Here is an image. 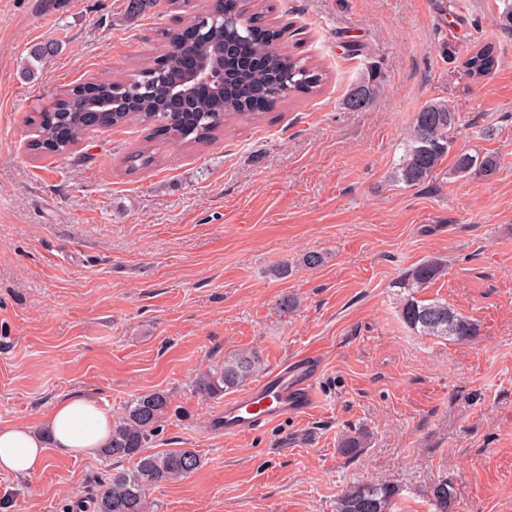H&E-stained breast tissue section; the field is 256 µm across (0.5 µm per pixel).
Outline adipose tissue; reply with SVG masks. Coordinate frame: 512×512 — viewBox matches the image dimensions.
<instances>
[{
	"mask_svg": "<svg viewBox=\"0 0 512 512\" xmlns=\"http://www.w3.org/2000/svg\"><path fill=\"white\" fill-rule=\"evenodd\" d=\"M112 414L94 398H58L41 426L0 424V474L33 478L56 457L93 456L112 436Z\"/></svg>",
	"mask_w": 512,
	"mask_h": 512,
	"instance_id": "1",
	"label": "adipose tissue"
}]
</instances>
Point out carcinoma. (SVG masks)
<instances>
[{
    "mask_svg": "<svg viewBox=\"0 0 512 512\" xmlns=\"http://www.w3.org/2000/svg\"><path fill=\"white\" fill-rule=\"evenodd\" d=\"M251 0H223L224 16L230 20L224 34L214 40L196 35L197 17L185 22L184 31L169 29L167 43H181L177 54L165 57L161 72L153 63L128 75L101 77L89 84L77 85L56 95L44 110L31 117L37 137L29 144L35 155L64 156L95 126L91 113L106 101L112 112L106 127L148 125L173 147H197L209 144L230 122L243 117L264 115L254 102L266 98L279 101L311 97L320 93L326 81L319 66L307 57L271 51L279 33L263 25L262 8H249ZM227 45L224 55V87L210 90L206 96H194L181 110L167 95L169 81L182 74L186 55H215L219 41ZM499 64L495 44L478 35L465 53L463 76L479 83ZM362 93L372 101L378 92L374 79L363 77L342 100L346 109H355L354 95ZM460 122L459 112L447 100H432L415 113L404 137V153L396 164L394 179L407 186L426 182L451 152ZM131 163L147 168L157 165L159 155L152 138L130 156ZM502 157L497 153L459 151L454 155L452 173L458 177L495 174ZM445 265L425 260L412 268L402 282L408 294L398 306L400 319L422 336L468 341L479 335V325L441 300H422L415 293L444 275ZM261 368V359L253 351L240 350L224 358L219 368L198 375L193 391L203 398H216L242 385ZM171 411L170 397L154 391L137 397L125 418L114 424L109 446L101 451L107 460H132L129 469L111 468L99 490L91 497L92 512H149L148 491L166 481L182 480L200 465L190 448H172L146 453V445L160 423ZM367 434L358 432L344 438L341 448L354 455L365 447ZM402 488L392 483L357 482L346 486L336 498L335 512H395ZM432 512H452L456 492L448 478L437 480L429 493Z\"/></svg>",
    "mask_w": 512,
    "mask_h": 512,
    "instance_id": "obj_1",
    "label": "carcinoma"
}]
</instances>
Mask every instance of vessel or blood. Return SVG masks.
Here are the masks:
<instances>
[{
  "label": "vessel or blood",
  "mask_w": 512,
  "mask_h": 512,
  "mask_svg": "<svg viewBox=\"0 0 512 512\" xmlns=\"http://www.w3.org/2000/svg\"><path fill=\"white\" fill-rule=\"evenodd\" d=\"M319 367L302 357L276 369L251 389L224 402L216 425L225 435L252 434L317 406L316 378Z\"/></svg>",
  "instance_id": "obj_1"
}]
</instances>
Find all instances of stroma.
<instances>
[{
    "mask_svg": "<svg viewBox=\"0 0 512 512\" xmlns=\"http://www.w3.org/2000/svg\"><path fill=\"white\" fill-rule=\"evenodd\" d=\"M0 0V423L40 424L80 393L121 420L138 396L173 413L149 452L190 448V477L154 486L150 512H335L356 482L402 487L399 512H429L440 478L456 512H512V33L502 0H265L285 52L328 74L320 95L278 102L209 145L159 146L130 169L145 128L89 130L66 157L32 156L28 118L63 88L161 53L169 0ZM497 45L486 80L460 75L474 36ZM53 56L25 72L31 47ZM456 58H449V48ZM374 73L365 109L340 102ZM460 114L455 149L495 151L490 177L457 178L445 158L409 187L394 166L432 99ZM493 127L481 139L479 128ZM324 254L321 266L301 258ZM447 272L419 291L478 323V336L420 335L400 319V282L419 262ZM295 263L292 275L274 266ZM293 307L279 304L282 296ZM252 350L260 377L319 364L323 403L270 429H214L223 398L196 375ZM370 435L353 456L340 448ZM102 456L59 458L34 478L0 476V512H71Z\"/></svg>",
    "mask_w": 512,
    "mask_h": 512,
    "instance_id": "obj_1",
    "label": "stroma"
}]
</instances>
